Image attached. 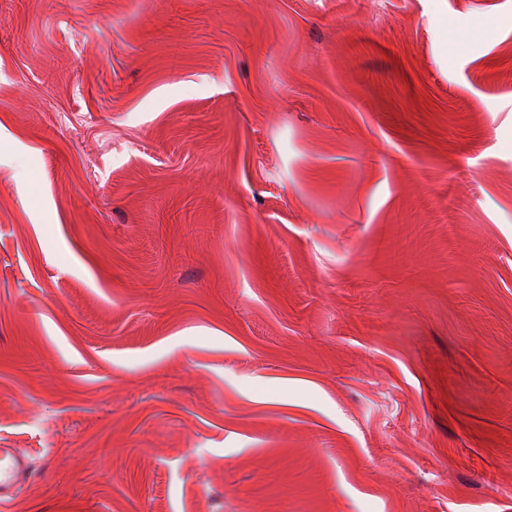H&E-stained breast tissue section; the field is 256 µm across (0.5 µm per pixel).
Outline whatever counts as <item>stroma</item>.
I'll list each match as a JSON object with an SVG mask.
<instances>
[{
  "mask_svg": "<svg viewBox=\"0 0 512 512\" xmlns=\"http://www.w3.org/2000/svg\"><path fill=\"white\" fill-rule=\"evenodd\" d=\"M4 512H512V0H0ZM29 459L18 448H0V504H6L33 474Z\"/></svg>",
  "mask_w": 512,
  "mask_h": 512,
  "instance_id": "1",
  "label": "stroma"
}]
</instances>
